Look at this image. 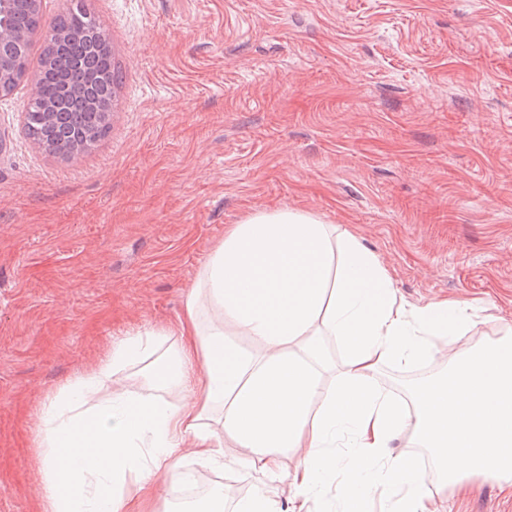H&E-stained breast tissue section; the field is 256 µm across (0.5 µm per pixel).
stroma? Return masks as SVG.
<instances>
[{"label":"stroma","mask_w":512,"mask_h":512,"mask_svg":"<svg viewBox=\"0 0 512 512\" xmlns=\"http://www.w3.org/2000/svg\"><path fill=\"white\" fill-rule=\"evenodd\" d=\"M125 80L105 140L35 151L0 97V512H41L39 406L126 335L145 390L226 230L283 205L358 235L412 306L512 327V0H93ZM224 444V512L262 477ZM435 512H512L472 478Z\"/></svg>","instance_id":"35a3bbf8"}]
</instances>
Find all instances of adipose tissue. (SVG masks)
Returning a JSON list of instances; mask_svg holds the SVG:
<instances>
[{
  "label": "adipose tissue",
  "mask_w": 512,
  "mask_h": 512,
  "mask_svg": "<svg viewBox=\"0 0 512 512\" xmlns=\"http://www.w3.org/2000/svg\"><path fill=\"white\" fill-rule=\"evenodd\" d=\"M468 309L458 300L409 307L374 252L314 213L256 212L215 247L169 330L180 344L156 377L191 401L173 407L145 390L96 398L124 363L149 352L148 332L128 335L42 401V512H149L158 487L183 484L187 441L197 463L219 467L232 440L244 450L239 466L267 477L236 512H278L284 498L289 512H309L331 485L343 512H368L376 496L381 512H431L436 493L470 476L512 489L511 340L453 352L405 400L377 380L382 364L433 361L436 339L471 329ZM232 329L257 351L230 341ZM326 336L340 343L342 364L327 356ZM216 408L214 430L206 421ZM343 432L346 451L328 450ZM405 434L431 467L394 448ZM289 451L300 460L285 474ZM132 472L142 478L130 485Z\"/></svg>",
  "instance_id": "ef3b65f1"
}]
</instances>
